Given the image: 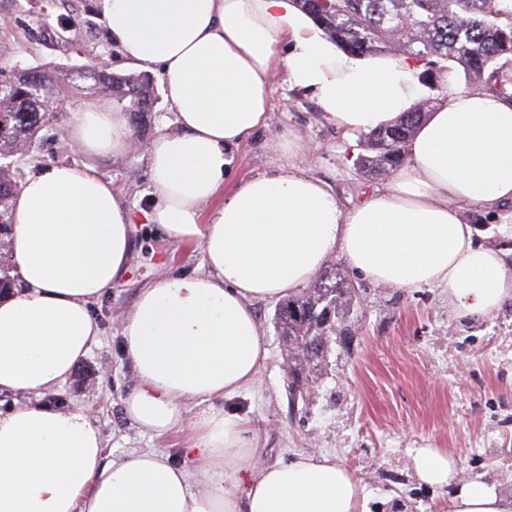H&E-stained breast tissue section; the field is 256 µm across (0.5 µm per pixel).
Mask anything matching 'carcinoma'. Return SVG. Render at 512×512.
<instances>
[{
    "label": "carcinoma",
    "mask_w": 512,
    "mask_h": 512,
    "mask_svg": "<svg viewBox=\"0 0 512 512\" xmlns=\"http://www.w3.org/2000/svg\"><path fill=\"white\" fill-rule=\"evenodd\" d=\"M336 46L355 56L391 54L423 68L424 82L433 84L457 70L466 85L512 102V13L497 0H296ZM34 81L15 72L0 81V291L15 285L11 277L12 207L21 187V172L32 162L28 144L51 121L60 118L43 108L55 99L60 84L91 80L119 100H129L132 120L150 111L153 89L136 75H114L85 67L58 75L33 71ZM437 98H426L393 124L365 134L367 154L358 158L363 173L392 174L406 162L405 145ZM354 286L324 272L312 288L286 300L276 325L287 347L288 377L310 385L321 375V362L332 337L347 331L318 317L348 307Z\"/></svg>",
    "instance_id": "carcinoma-1"
}]
</instances>
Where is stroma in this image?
<instances>
[{
  "instance_id": "1",
  "label": "stroma",
  "mask_w": 512,
  "mask_h": 512,
  "mask_svg": "<svg viewBox=\"0 0 512 512\" xmlns=\"http://www.w3.org/2000/svg\"><path fill=\"white\" fill-rule=\"evenodd\" d=\"M95 3L0 0V57L18 71L39 67L62 73L96 61L115 74L134 73ZM147 79L155 87L154 104L140 114L123 154L93 157L63 148L70 114L112 99L102 90L67 88V114L44 129L38 159L25 174L56 164H90L111 181L129 211L149 210L146 147L157 133L172 129L174 111L158 75ZM270 102L266 127L235 150L229 182L295 165L323 181L347 210L389 185L388 176L358 170L363 137L347 138L325 123L311 92L290 87L280 75ZM290 139L295 149H283ZM274 140L280 149L271 148ZM463 216L480 229V244L504 253L512 274V227L476 209L464 210ZM202 263L199 246L173 243L154 225L136 222L128 271L92 307L99 340L75 372L41 398L55 408L87 410L107 454L155 448L171 460L183 459L187 433L159 438L141 433L123 411L135 379L122 350L120 320L138 289L153 278L193 274ZM326 267L354 286L347 317L353 335L347 344L332 343L320 382L290 396L285 345L275 327L279 305L260 302L256 311L268 359L255 387L224 401L225 410L252 425L263 458L285 463L304 454L336 461L354 475L368 512H448L450 487L428 485L416 474L413 455L419 448L453 456L459 481H485L512 495V299L482 316H460L447 288L377 286L339 254Z\"/></svg>"
}]
</instances>
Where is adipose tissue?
I'll use <instances>...</instances> for the list:
<instances>
[{
    "instance_id": "adipose-tissue-1",
    "label": "adipose tissue",
    "mask_w": 512,
    "mask_h": 512,
    "mask_svg": "<svg viewBox=\"0 0 512 512\" xmlns=\"http://www.w3.org/2000/svg\"><path fill=\"white\" fill-rule=\"evenodd\" d=\"M128 64L157 72L176 131L147 148L145 218L195 242L202 272L163 274L121 320L135 377L124 411L158 435L189 431L182 463L159 450L108 457L84 410L38 402L0 412V512H365L352 475L326 458L264 462L224 398L253 387L268 358L255 304L305 286L334 254L383 286H444L458 310L487 314L512 297L497 250L476 243L460 210L512 204V103L474 89L440 97L392 183L343 209L299 169L227 185L229 157L265 126L278 71L310 90L348 136L394 123L427 94L415 63L357 58L293 0H96ZM127 113L102 102L73 116L68 145L118 155ZM223 195L208 214L203 203ZM12 261L21 288L0 296V392H53L100 330L92 303L128 268L134 222L94 166L52 165L13 200ZM197 402L187 417L184 404ZM425 483L452 486L449 512H512L493 485L455 483L457 462L417 449ZM246 474L243 491L228 481Z\"/></svg>"
}]
</instances>
